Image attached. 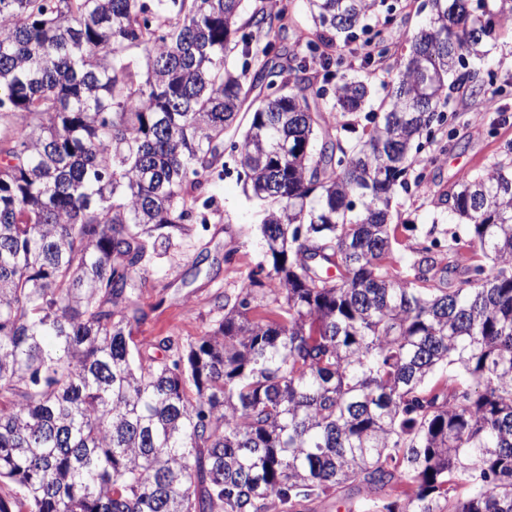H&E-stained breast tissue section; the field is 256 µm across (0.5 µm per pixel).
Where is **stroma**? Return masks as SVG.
<instances>
[{
    "label": "stroma",
    "instance_id": "1",
    "mask_svg": "<svg viewBox=\"0 0 512 512\" xmlns=\"http://www.w3.org/2000/svg\"><path fill=\"white\" fill-rule=\"evenodd\" d=\"M394 19L371 18L373 26L385 27L390 41H402L428 15V0H388ZM495 76L486 95L456 91L450 109L457 119L451 139L425 146L416 156L417 169L425 182L409 191H398L395 206L401 221L435 225L438 237L457 230L438 201L440 191L449 189L461 172L483 170L504 157L512 147V24L497 29L487 44ZM207 222L188 237L164 248L148 269L149 283L138 303L146 318L135 329L136 341L176 335L197 340L221 320L217 304L236 295L250 269L262 262L254 229L261 220L257 207L243 194L236 169H229L212 188L206 211ZM233 253V264H225V253Z\"/></svg>",
    "mask_w": 512,
    "mask_h": 512
}]
</instances>
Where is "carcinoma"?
<instances>
[{
	"label": "carcinoma",
	"instance_id": "carcinoma-1",
	"mask_svg": "<svg viewBox=\"0 0 512 512\" xmlns=\"http://www.w3.org/2000/svg\"><path fill=\"white\" fill-rule=\"evenodd\" d=\"M259 2L0 0V512H512V159L440 194L442 250L397 255L393 211L508 17L429 0L393 52L384 0H308L291 45L290 0ZM361 38L387 93L341 122L370 75L332 48ZM226 154L270 268L198 340L138 344L149 259Z\"/></svg>",
	"mask_w": 512,
	"mask_h": 512
}]
</instances>
